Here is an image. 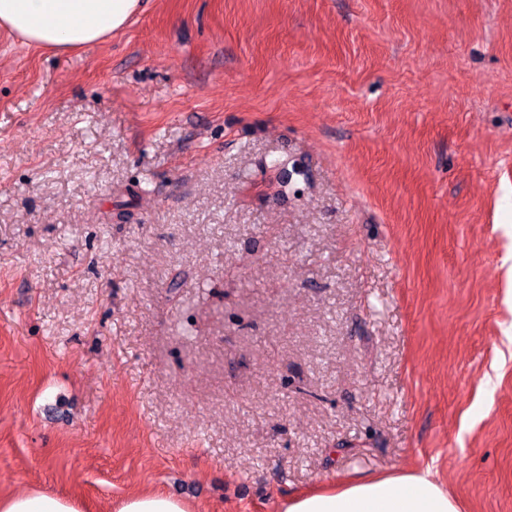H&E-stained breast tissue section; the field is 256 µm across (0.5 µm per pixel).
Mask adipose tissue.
Masks as SVG:
<instances>
[{
  "label": "adipose tissue",
  "instance_id": "adipose-tissue-1",
  "mask_svg": "<svg viewBox=\"0 0 512 512\" xmlns=\"http://www.w3.org/2000/svg\"><path fill=\"white\" fill-rule=\"evenodd\" d=\"M142 0H0V28L58 53L101 42L122 30ZM0 512H88L78 499L39 491L0 495ZM114 512H198L181 498L145 491ZM281 512H459L430 471L356 480L288 498Z\"/></svg>",
  "mask_w": 512,
  "mask_h": 512
}]
</instances>
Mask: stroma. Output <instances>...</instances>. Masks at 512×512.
Segmentation results:
<instances>
[{
  "instance_id": "stroma-1",
  "label": "stroma",
  "mask_w": 512,
  "mask_h": 512,
  "mask_svg": "<svg viewBox=\"0 0 512 512\" xmlns=\"http://www.w3.org/2000/svg\"><path fill=\"white\" fill-rule=\"evenodd\" d=\"M426 468L512 512V0L0 31V494L278 512ZM114 512H199L181 498L159 491H145L123 499Z\"/></svg>"
}]
</instances>
